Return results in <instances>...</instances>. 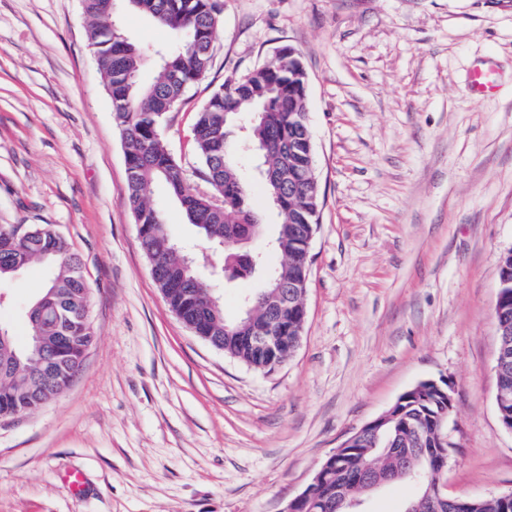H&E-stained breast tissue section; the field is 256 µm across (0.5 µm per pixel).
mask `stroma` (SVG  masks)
<instances>
[{
  "label": "stroma",
  "mask_w": 512,
  "mask_h": 512,
  "mask_svg": "<svg viewBox=\"0 0 512 512\" xmlns=\"http://www.w3.org/2000/svg\"><path fill=\"white\" fill-rule=\"evenodd\" d=\"M133 41L169 32L116 0ZM81 0H0V224H48L79 256L94 342L71 386L0 421V512H282L349 436L425 379H447L450 495L512 489L496 410L493 307L512 250V8L494 0H223L213 61L161 135L185 184L213 189L191 140L211 92L297 49L319 224L307 318L287 363L257 371L186 328L124 204L112 100ZM495 71L497 91L469 76ZM171 238L210 253L165 182ZM204 285L235 318L250 281ZM42 262L0 282V327L25 341ZM84 477L81 491L64 481Z\"/></svg>",
  "instance_id": "stroma-1"
}]
</instances>
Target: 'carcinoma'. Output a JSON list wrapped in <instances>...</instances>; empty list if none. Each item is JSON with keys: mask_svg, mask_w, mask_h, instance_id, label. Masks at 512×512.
Returning <instances> with one entry per match:
<instances>
[{"mask_svg": "<svg viewBox=\"0 0 512 512\" xmlns=\"http://www.w3.org/2000/svg\"><path fill=\"white\" fill-rule=\"evenodd\" d=\"M129 6L166 28L175 50L142 47L125 36L114 23V0H82L88 19L87 40L97 57L104 85L112 99L114 118L121 131L127 174L125 204L138 224L140 246L152 276L171 310L198 336H210L225 345L224 353L244 363L255 355L236 341L239 319L224 316L223 304L204 307L209 290L201 283L200 269L188 267L172 252L160 210L147 194L157 180L165 181L180 202L190 224L215 249L222 251L223 270L231 282L254 279L250 257L268 265L245 244L254 227L264 228L262 213L250 203L249 190L233 161L246 145H264L277 182L263 181L278 222L271 237L272 250L284 261L277 274L285 282L307 275L303 244L316 232L319 195L312 186L314 157L305 114L294 111L293 96L300 94L302 79L294 63L278 55L241 76L232 87L213 91L193 125L192 141L203 166V176L216 197L193 193L186 187L181 168L160 133L167 113L182 101L186 90L208 71L212 45L220 22V0H127ZM156 58L159 73L149 85L140 83L144 62ZM239 112L255 114L243 138L231 137V118ZM300 182V195L288 197V180ZM0 224V281L17 276L29 263L45 261L53 275L31 304L27 319L30 338L25 345L4 331L0 340V366L20 361L29 373L0 372V419L13 415L16 404L34 411L54 401L73 382L85 351L93 342L89 316L91 289L81 261L50 225L35 227L24 237ZM228 238L241 244L224 247ZM448 406L439 397L402 405L392 413L377 435L347 448H337L323 475L305 490L304 512H328L327 506L343 498L362 476L384 485L413 481L407 475L410 459L431 448L429 433L434 420Z\"/></svg>", "mask_w": 512, "mask_h": 512, "instance_id": "carcinoma-1", "label": "carcinoma"}]
</instances>
